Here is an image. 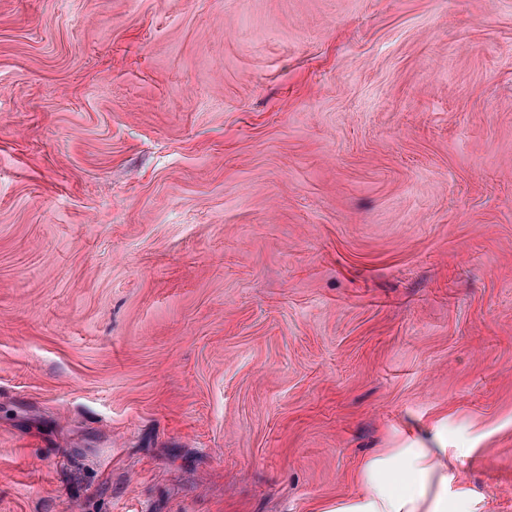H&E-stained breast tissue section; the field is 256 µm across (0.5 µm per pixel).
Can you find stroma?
Returning a JSON list of instances; mask_svg holds the SVG:
<instances>
[{
	"instance_id": "stroma-1",
	"label": "stroma",
	"mask_w": 512,
	"mask_h": 512,
	"mask_svg": "<svg viewBox=\"0 0 512 512\" xmlns=\"http://www.w3.org/2000/svg\"><path fill=\"white\" fill-rule=\"evenodd\" d=\"M419 446L512 512V0H0V512Z\"/></svg>"
}]
</instances>
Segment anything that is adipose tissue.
Segmentation results:
<instances>
[{"mask_svg": "<svg viewBox=\"0 0 512 512\" xmlns=\"http://www.w3.org/2000/svg\"><path fill=\"white\" fill-rule=\"evenodd\" d=\"M448 470L444 448H400L367 460L359 471L363 495L329 512H447Z\"/></svg>", "mask_w": 512, "mask_h": 512, "instance_id": "ef3b65f1", "label": "adipose tissue"}]
</instances>
